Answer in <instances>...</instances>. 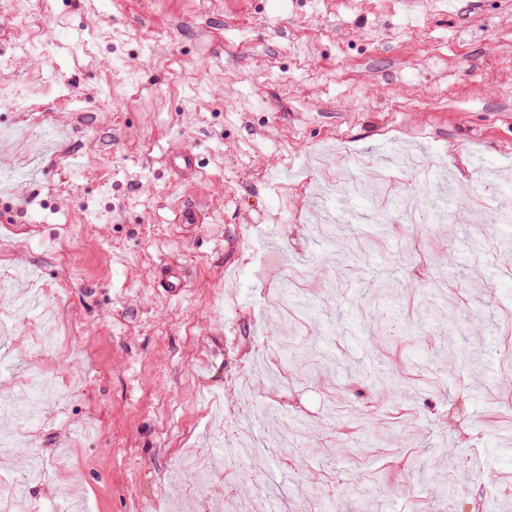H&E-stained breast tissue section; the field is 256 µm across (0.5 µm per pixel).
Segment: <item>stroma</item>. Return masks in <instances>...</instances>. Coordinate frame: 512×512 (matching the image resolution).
Instances as JSON below:
<instances>
[{
	"mask_svg": "<svg viewBox=\"0 0 512 512\" xmlns=\"http://www.w3.org/2000/svg\"><path fill=\"white\" fill-rule=\"evenodd\" d=\"M61 127L0 195V397L55 382L30 425L0 411V512H266L257 485L277 512H512V262L467 253L471 200L355 222L365 261L306 228L337 175L512 199V0H0V174ZM287 280L329 298L298 332L264 303ZM440 468L466 479L430 493Z\"/></svg>",
	"mask_w": 512,
	"mask_h": 512,
	"instance_id": "35a3bbf8",
	"label": "stroma"
}]
</instances>
